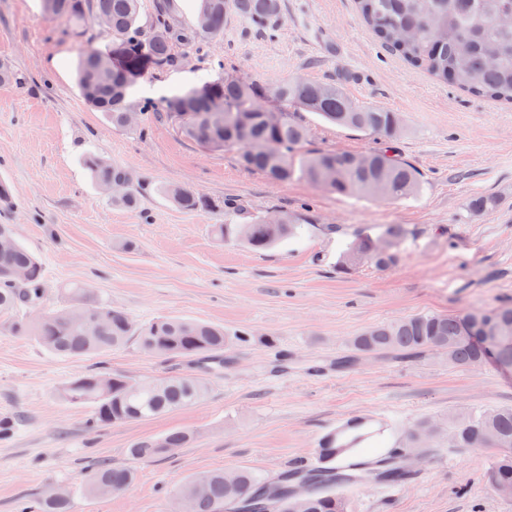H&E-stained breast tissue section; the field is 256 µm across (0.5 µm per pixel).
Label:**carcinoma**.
Here are the masks:
<instances>
[{
	"mask_svg": "<svg viewBox=\"0 0 512 512\" xmlns=\"http://www.w3.org/2000/svg\"><path fill=\"white\" fill-rule=\"evenodd\" d=\"M46 12L65 19L71 34L80 38L96 15L112 20L105 49L86 45L77 67L80 91L91 87L84 97L92 109L102 112L116 128H128L127 111L145 114L155 109L182 121V132L195 143L212 149L237 148L242 165L274 182H286L300 174L326 191L370 196L393 201L415 195L420 174L398 158L393 138L400 119L392 112L356 105L341 83L311 82L298 77L281 81L268 89L255 83L225 78L210 80L198 87L177 92L157 107L152 102L135 104L131 92L146 74L179 64L180 51L195 46L203 38L224 34V22L231 14L244 17L255 27L274 30L281 11V0H202L199 16L208 22L205 30L185 27L176 11V0H153L148 25L141 24V0H43ZM362 22L375 37L402 57L411 67L434 79L477 96H486L512 105V26L498 19L512 15V0H356ZM417 30L413 40L401 37L404 30ZM271 95L282 105H293L317 115L323 121L351 128L384 139V146L371 151L333 152L304 150L307 137L303 125L288 113L271 124L260 109V99ZM94 183L103 189L113 183L126 185L125 192L110 196L112 203L135 209L146 190L145 182L130 169L114 165L93 151L82 155ZM175 206L193 212L216 207L209 198L179 186L160 189ZM224 213L240 217L241 224H215L213 233L224 241L235 239L254 251H265L299 236L303 219L279 212L280 224L252 216L242 203L224 202ZM413 235L404 224L364 226L352 234L337 260V269L349 273L364 265L376 270L397 266L402 247ZM23 272L14 280L11 273ZM64 305L44 310L45 273L41 260L14 240L0 250V312L13 313L9 323L14 336H30L50 352L85 358L137 342L150 356L180 357L191 366L185 374L142 380L131 389L128 377L90 369L58 389L59 398L71 405L90 408L87 427H101L144 421L177 411L199 401L208 391L209 379L203 369L223 361L230 340L224 328L179 316L161 318L146 324L135 323L122 309L91 296L83 284L66 289ZM38 311L30 317L27 312ZM448 348V364L473 367L486 360L512 367V304L469 309L458 315H415L369 327L351 339L354 352L394 351L407 357L434 349ZM111 381L104 390L95 382ZM426 420L404 432L394 431L390 447L383 454L397 460L415 450L435 447V433ZM448 432L456 436L451 450L492 448L496 461L491 484L512 486V407L478 408L448 413ZM194 441V434L176 431L138 440L128 454L140 460L164 458ZM364 449H354V477L336 468V448L320 443L322 465L306 477L309 494L293 501L289 489L295 486L291 473L268 482L253 472L240 469L233 481L225 472L198 474L171 496L172 506L189 500L193 512H348L346 499L336 486L359 481L374 471L379 482L395 481L407 469L372 466L357 459ZM135 480L129 468L97 461L90 467L84 485L89 497L120 493ZM18 512H71V499H55L44 493L31 503L21 502Z\"/></svg>",
	"mask_w": 512,
	"mask_h": 512,
	"instance_id": "cac0c4a2",
	"label": "carcinoma"
}]
</instances>
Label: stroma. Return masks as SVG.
I'll return each instance as SVG.
<instances>
[{
  "instance_id": "35a3bbf8",
  "label": "stroma",
  "mask_w": 512,
  "mask_h": 512,
  "mask_svg": "<svg viewBox=\"0 0 512 512\" xmlns=\"http://www.w3.org/2000/svg\"><path fill=\"white\" fill-rule=\"evenodd\" d=\"M80 43L42 0H0V61L24 84L0 86V181L14 201L0 224L45 267L46 300L57 307L74 283L124 309L138 323L183 316L245 334L224 352L210 390L197 403L145 422L88 431V408L60 400L61 385L101 363L133 379L188 371L184 359L157 358L130 344L99 359L54 355L10 335L0 314V417L21 416L0 441V512H16L47 485L65 487L72 512H167L173 491L209 471L248 469L272 481L291 463L314 458L320 434L340 417L370 414L412 426L449 411L512 405V368L488 362L449 365L426 351L352 356L360 330L418 314H460L512 303V106L473 96L412 68L365 27L355 0H282L277 30L256 31L231 17L219 39L182 54L177 68L140 79L135 100L159 103L223 65L226 75L269 86L301 76L345 80L357 104L398 114L401 157L422 178L417 196L383 202L323 190L302 176L285 183L242 168L234 149L188 140L177 119L146 116L117 129L86 105L75 80ZM309 130L307 149L361 152L374 136L293 110ZM96 149L149 186L141 205H113L78 157ZM182 185L217 200L243 202L252 214L288 210L313 225L303 238L264 252L217 239L221 210L188 213L159 189ZM494 208L470 216L475 196ZM405 224L415 236L398 266L343 274L337 258L352 232ZM195 433L186 448L157 461L130 459L138 439ZM495 452H427L397 496L358 485L351 512H512L493 491ZM108 459L135 470L120 494L90 498L89 464Z\"/></svg>"
}]
</instances>
